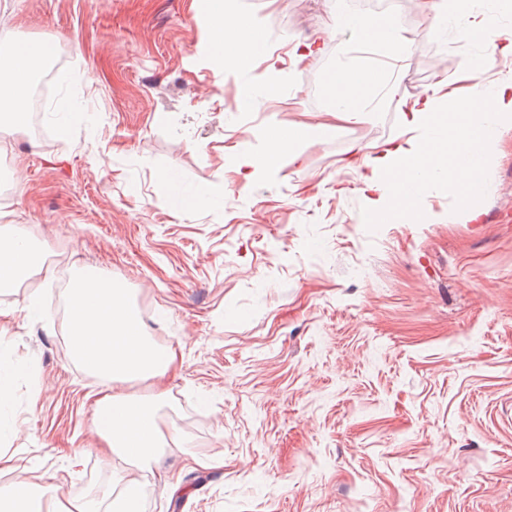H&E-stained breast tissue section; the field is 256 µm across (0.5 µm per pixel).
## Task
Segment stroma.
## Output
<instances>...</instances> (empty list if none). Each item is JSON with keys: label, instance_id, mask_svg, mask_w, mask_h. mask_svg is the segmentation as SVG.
<instances>
[{"label": "stroma", "instance_id": "obj_1", "mask_svg": "<svg viewBox=\"0 0 512 512\" xmlns=\"http://www.w3.org/2000/svg\"><path fill=\"white\" fill-rule=\"evenodd\" d=\"M278 56L211 65L200 0H0V56L54 41L62 64L38 122L11 137L16 179L0 229L54 267L0 288L10 410L0 486L37 475L106 512L126 465L94 424L101 379L56 315L60 272L93 267L150 304L146 329L178 352L157 416L177 440L134 475L141 512H512V129L478 216L433 186L416 220L363 221L356 160L401 131L385 83L414 97L453 81L484 45L396 0L399 56L340 15L363 0H236ZM320 37L319 57L294 45ZM379 69L364 123L335 121L328 74ZM326 124L252 181L239 153L262 131ZM200 197L177 214L163 179ZM223 459L189 469V454Z\"/></svg>", "mask_w": 512, "mask_h": 512}]
</instances>
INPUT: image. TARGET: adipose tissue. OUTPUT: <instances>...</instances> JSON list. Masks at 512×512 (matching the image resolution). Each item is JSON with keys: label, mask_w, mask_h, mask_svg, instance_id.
I'll return each instance as SVG.
<instances>
[{"label": "adipose tissue", "mask_w": 512, "mask_h": 512, "mask_svg": "<svg viewBox=\"0 0 512 512\" xmlns=\"http://www.w3.org/2000/svg\"><path fill=\"white\" fill-rule=\"evenodd\" d=\"M435 19L465 21V32L483 39L490 52L512 56V40L496 44L487 17L471 13L465 0H427ZM210 23L208 56L230 58L245 64L254 55L252 39L258 31L249 17L227 8L224 0H202ZM337 27H352L362 36H373L375 43L401 54L408 40L393 14L384 18L348 17L336 20ZM231 41L236 49L224 55L218 44ZM30 43L16 42L5 68L0 69V153L7 138L22 130L29 121V91L34 72L52 53L54 44L38 41V56H30ZM379 82L378 76L363 68L341 66L328 76L326 87L334 100L330 110L336 120L358 122L370 108L368 97ZM404 130L399 139L382 150L366 154L361 162V178L367 200L365 220L370 224H389L417 215L419 198L409 195L404 185L418 178L430 182L442 177L448 191L457 198L458 212L472 216L478 194L476 180L482 179L499 152L501 131L512 127V76L498 79L491 86L483 111H474L470 97L435 89L401 112ZM312 126L271 135L262 154L245 153L237 161V171L252 180L261 170L278 164L296 144L314 135ZM479 159L468 163L471 149ZM41 253L25 237L0 232V288H9L39 268ZM68 331L78 363L91 375L111 382L109 392L95 400V424L103 437L106 453H121L146 463L173 441V433L163 431L157 420V406L167 398L166 391L148 394L123 391V384L164 377L172 368L176 354L156 346L135 312L129 292L112 278L93 271H79L72 279L68 297ZM0 512H85L84 508L59 497L56 488L19 478L0 487Z\"/></svg>", "instance_id": "1"}]
</instances>
